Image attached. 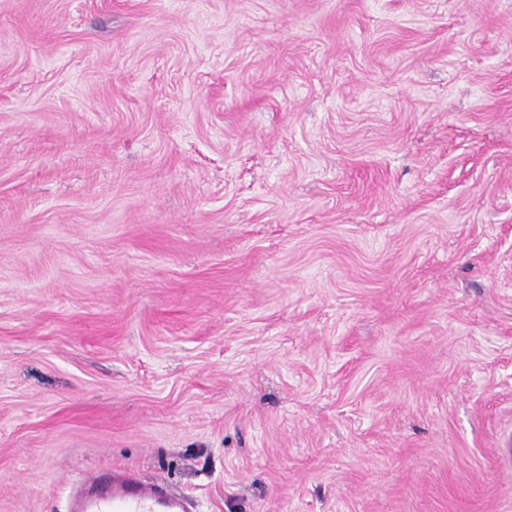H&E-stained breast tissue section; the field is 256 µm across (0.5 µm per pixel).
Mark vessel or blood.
<instances>
[{
  "label": "vessel or blood",
  "instance_id": "b4317fda",
  "mask_svg": "<svg viewBox=\"0 0 512 512\" xmlns=\"http://www.w3.org/2000/svg\"><path fill=\"white\" fill-rule=\"evenodd\" d=\"M68 512H188L184 497L166 494L156 485L115 469L83 480L71 493Z\"/></svg>",
  "mask_w": 512,
  "mask_h": 512
}]
</instances>
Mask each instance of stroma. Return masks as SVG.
Here are the masks:
<instances>
[{
  "label": "stroma",
  "instance_id": "obj_1",
  "mask_svg": "<svg viewBox=\"0 0 512 512\" xmlns=\"http://www.w3.org/2000/svg\"><path fill=\"white\" fill-rule=\"evenodd\" d=\"M512 0H0V512H512ZM186 499L136 479L126 469L91 475L71 493L67 512H188Z\"/></svg>",
  "mask_w": 512,
  "mask_h": 512
}]
</instances>
